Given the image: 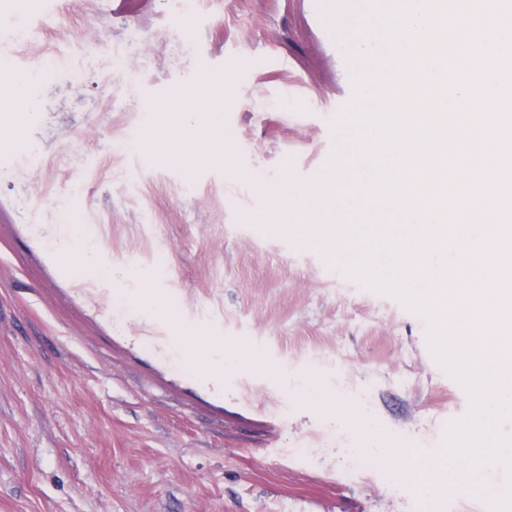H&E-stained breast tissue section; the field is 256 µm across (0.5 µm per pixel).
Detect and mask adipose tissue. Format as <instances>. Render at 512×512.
Wrapping results in <instances>:
<instances>
[{"instance_id":"1","label":"adipose tissue","mask_w":512,"mask_h":512,"mask_svg":"<svg viewBox=\"0 0 512 512\" xmlns=\"http://www.w3.org/2000/svg\"><path fill=\"white\" fill-rule=\"evenodd\" d=\"M232 83L231 76L214 78L201 88H180L164 104L154 106L152 121L139 141L141 149L162 161L184 164L182 148L193 143L196 164L224 163V127L218 117L224 110V95ZM25 76H16L10 93V102L0 108V137L13 140L23 135V116L34 107V99L27 92ZM51 257L64 258L66 273L87 276L99 275L104 267L100 251L94 247L83 225H70L67 238L61 239L49 251ZM176 342L181 357L180 368L187 372L199 371L213 384L224 382L226 366L233 357L224 353V341L204 335L198 325L181 328Z\"/></svg>"}]
</instances>
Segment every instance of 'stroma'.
<instances>
[{
    "mask_svg": "<svg viewBox=\"0 0 512 512\" xmlns=\"http://www.w3.org/2000/svg\"><path fill=\"white\" fill-rule=\"evenodd\" d=\"M181 2L0 7V60L45 72L25 143L0 145V512H492L482 491L432 503L430 473L398 475L402 449L441 453L471 409L430 318L339 270L333 243L261 227L281 183L312 186L353 148L338 104L362 0L332 22L311 0H194L182 22ZM226 72L234 172L188 176L140 150L138 113ZM71 224L95 230L111 282L75 285L51 260ZM129 268L153 275L166 312L138 306ZM186 323L237 353L223 387L178 369ZM256 355L316 375L352 413L269 379ZM367 447L384 454L352 467L347 449Z\"/></svg>",
    "mask_w": 512,
    "mask_h": 512,
    "instance_id": "stroma-1",
    "label": "stroma"
}]
</instances>
